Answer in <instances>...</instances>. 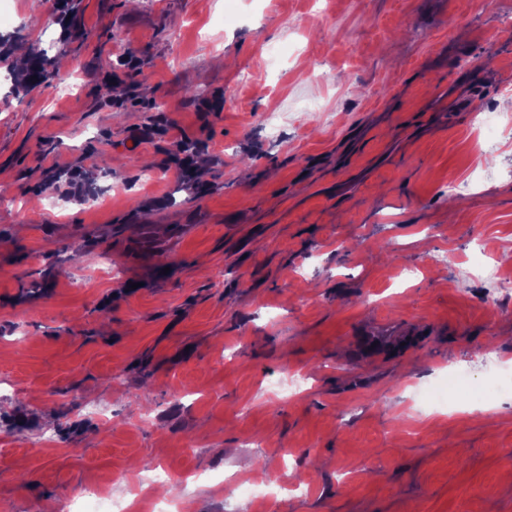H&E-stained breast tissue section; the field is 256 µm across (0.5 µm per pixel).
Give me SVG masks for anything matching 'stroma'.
Listing matches in <instances>:
<instances>
[{"label":"stroma","instance_id":"obj_1","mask_svg":"<svg viewBox=\"0 0 512 512\" xmlns=\"http://www.w3.org/2000/svg\"><path fill=\"white\" fill-rule=\"evenodd\" d=\"M0 8L25 19L4 71L38 30L29 0ZM41 16L64 66L0 85V512L117 496L158 463L181 512H512V391L492 419L410 392L482 355L512 366V304L462 274L495 253L512 277V0ZM493 104L509 120L485 155ZM376 327L411 346L362 356ZM289 370L307 384L285 399ZM268 473L301 492L233 489Z\"/></svg>","mask_w":512,"mask_h":512}]
</instances>
